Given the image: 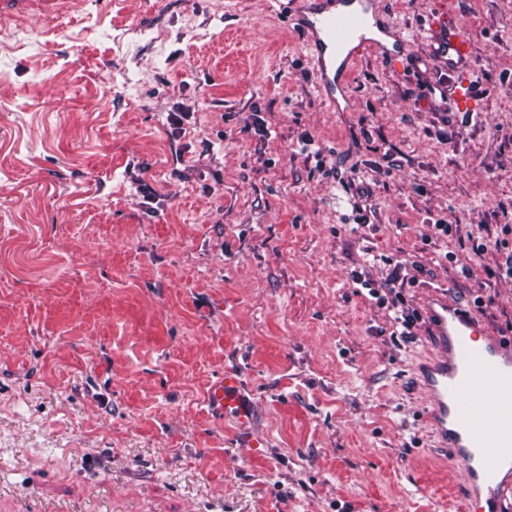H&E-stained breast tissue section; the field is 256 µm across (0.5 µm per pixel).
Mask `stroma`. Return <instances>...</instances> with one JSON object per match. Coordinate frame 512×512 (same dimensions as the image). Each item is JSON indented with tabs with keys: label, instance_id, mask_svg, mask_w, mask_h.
Returning <instances> with one entry per match:
<instances>
[{
	"label": "stroma",
	"instance_id": "1",
	"mask_svg": "<svg viewBox=\"0 0 512 512\" xmlns=\"http://www.w3.org/2000/svg\"><path fill=\"white\" fill-rule=\"evenodd\" d=\"M387 22L405 64L367 48L345 112L276 0L0 24V512H466L417 377L431 333L394 335L352 275L414 261L409 308L447 290L512 344V0H379ZM227 371L248 422L207 403ZM430 29L436 35L441 57L448 63V72L458 75L448 89L456 112H475L471 106L476 91L469 75L472 48L470 39L455 25L451 15L444 13L432 18Z\"/></svg>",
	"mask_w": 512,
	"mask_h": 512
}]
</instances>
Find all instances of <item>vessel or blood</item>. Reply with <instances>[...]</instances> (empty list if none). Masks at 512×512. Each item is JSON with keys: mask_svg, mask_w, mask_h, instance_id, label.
<instances>
[{"mask_svg": "<svg viewBox=\"0 0 512 512\" xmlns=\"http://www.w3.org/2000/svg\"><path fill=\"white\" fill-rule=\"evenodd\" d=\"M343 11L322 6L296 11L293 21L305 33L315 52L318 85L330 104L344 93V77L361 55L363 31L377 0H355ZM67 0H0V23L17 18L54 19L63 14ZM430 28L438 50L456 73L449 89L456 111L468 112L476 96L469 75L471 42L451 15L433 17ZM337 67H330V60ZM423 317L435 340V355L420 368L428 396L429 417L441 441L463 466L469 494V512H504L512 495V347L489 335L446 291L432 292ZM486 397L493 413L476 410L471 398ZM208 401L224 414L248 421L251 405L241 381L228 373L213 382Z\"/></svg>", "mask_w": 512, "mask_h": 512, "instance_id": "obj_1", "label": "vessel or blood"}]
</instances>
